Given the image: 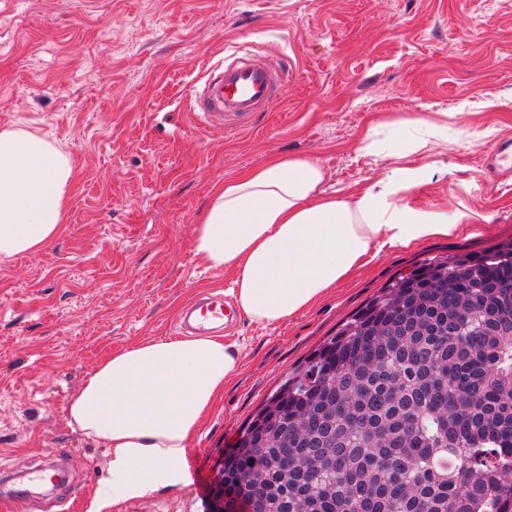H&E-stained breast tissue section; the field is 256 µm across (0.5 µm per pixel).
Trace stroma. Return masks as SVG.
<instances>
[{
	"mask_svg": "<svg viewBox=\"0 0 512 512\" xmlns=\"http://www.w3.org/2000/svg\"><path fill=\"white\" fill-rule=\"evenodd\" d=\"M248 44L287 65L282 99L238 130L200 128L191 86ZM511 92L512 0H0V126L52 134L73 164L57 239L0 259V512H85L110 458L67 426V402L105 354L173 335L181 306L232 288L192 247L214 186L295 155L350 196L399 163L368 151L373 136L429 116L439 129L417 155L443 172L412 198L487 222L385 250L288 321L225 333L240 366L189 446L188 482L119 508L209 512L238 430L380 288L512 240V175L484 166L512 138V109L495 105ZM52 465L64 489L13 499Z\"/></svg>",
	"mask_w": 512,
	"mask_h": 512,
	"instance_id": "35a3bbf8",
	"label": "stroma"
}]
</instances>
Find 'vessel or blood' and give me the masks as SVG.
Segmentation results:
<instances>
[{
  "mask_svg": "<svg viewBox=\"0 0 512 512\" xmlns=\"http://www.w3.org/2000/svg\"><path fill=\"white\" fill-rule=\"evenodd\" d=\"M286 74L283 66L248 50L211 64L192 94L196 121L207 129L243 126L251 116L270 111L279 102ZM236 321V308L218 291L201 294L180 313L182 329L198 335L208 333L216 323Z\"/></svg>",
  "mask_w": 512,
  "mask_h": 512,
  "instance_id": "1",
  "label": "vessel or blood"
}]
</instances>
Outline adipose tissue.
Returning <instances> with one entry per match:
<instances>
[{"label": "adipose tissue", "instance_id": "obj_1", "mask_svg": "<svg viewBox=\"0 0 512 512\" xmlns=\"http://www.w3.org/2000/svg\"><path fill=\"white\" fill-rule=\"evenodd\" d=\"M439 168H390L352 196L326 193L312 158L277 156L215 186L198 212L193 249L235 274L231 293L250 320L275 325L325 294L384 248L411 247L485 222L410 199ZM69 154L49 135L0 127V256L49 246L68 217ZM239 365L218 337L148 339L104 356L66 406L67 424L110 456L87 512L174 486L201 421Z\"/></svg>", "mask_w": 512, "mask_h": 512}]
</instances>
